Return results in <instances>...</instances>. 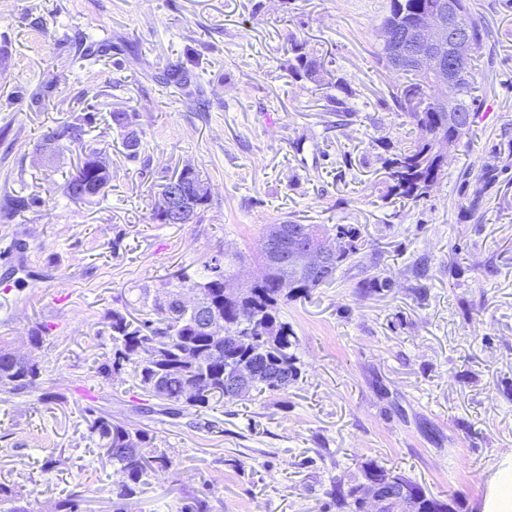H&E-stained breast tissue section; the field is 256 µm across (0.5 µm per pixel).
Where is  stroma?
Masks as SVG:
<instances>
[{
  "instance_id": "35a3bbf8",
  "label": "stroma",
  "mask_w": 512,
  "mask_h": 512,
  "mask_svg": "<svg viewBox=\"0 0 512 512\" xmlns=\"http://www.w3.org/2000/svg\"><path fill=\"white\" fill-rule=\"evenodd\" d=\"M487 38L465 144L418 201L388 194L383 161L417 131L395 102L402 80L377 62L389 0H0V341L33 350L37 389L0 390V483L31 512L80 494V512H179L206 494L212 512H336L331 485L365 463L402 473L455 512H477L512 449V0H467ZM330 73L292 77L288 41ZM109 44L100 61L80 46ZM190 72L187 86L162 71ZM350 116L337 122L332 98ZM137 113L144 150L126 158L109 112ZM92 112L88 139L112 170L107 195L68 199L76 152H40L45 134ZM207 176L197 222L152 219L161 184L183 167ZM349 224L358 264L281 308L304 377L288 390L203 412L168 410L130 369L105 377L109 315L148 318L180 275L241 256L254 278L266 225ZM379 271L393 288L362 295ZM148 430L173 462L116 505L119 476L89 437L86 409Z\"/></svg>"
}]
</instances>
